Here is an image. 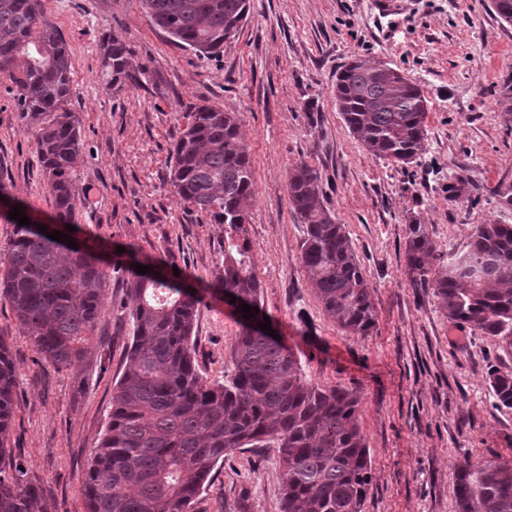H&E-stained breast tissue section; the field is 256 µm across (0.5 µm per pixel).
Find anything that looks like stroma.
I'll use <instances>...</instances> for the list:
<instances>
[{"instance_id":"35a3bbf8","label":"stroma","mask_w":512,"mask_h":512,"mask_svg":"<svg viewBox=\"0 0 512 512\" xmlns=\"http://www.w3.org/2000/svg\"><path fill=\"white\" fill-rule=\"evenodd\" d=\"M249 0L220 54L172 43L141 0H41L67 41L83 143L77 185L85 201L77 238L105 253L133 245L172 258L206 287L224 262L223 225L185 205L170 182L173 135L189 106L236 113L256 199L241 239L261 284L260 306L299 359L304 376L360 397L359 423L373 484L364 512H456L453 474L464 461L512 460V409L495 405L487 369L512 373V351L453 325L432 289L408 275V226L426 224L438 252L465 250L478 224H512V116L500 105L512 80V26L492 0ZM132 49L146 80L108 84L101 41ZM402 69L429 100L426 151L401 166L370 154L336 106V73L354 57ZM0 78V181L40 222L55 210L35 130ZM319 171L324 204L344 224L371 285L376 325L366 336L328 317L301 261L304 226L288 200V175ZM464 177L468 190L448 198ZM121 278L109 277L88 357L58 368L41 357L0 295V340L16 369L7 448L23 456L48 512H86L81 475L102 438L112 386L132 334ZM240 327L222 294L205 295L194 334L200 368L233 367ZM283 471L273 448H247L215 467L193 512H280Z\"/></svg>"}]
</instances>
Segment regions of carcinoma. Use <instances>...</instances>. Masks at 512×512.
<instances>
[{"label": "carcinoma", "instance_id": "1", "mask_svg": "<svg viewBox=\"0 0 512 512\" xmlns=\"http://www.w3.org/2000/svg\"><path fill=\"white\" fill-rule=\"evenodd\" d=\"M144 13L181 48L208 58L239 29L248 0H142ZM109 81L132 80L130 47L116 35L101 42ZM356 57L336 73V105L345 124L374 156L409 164L426 149L428 100L403 70L377 71ZM0 76L17 88L16 106L36 128V148L56 209L49 231L68 233L82 204L76 168L80 122L68 44L45 20L40 0H0ZM319 172L305 162L288 176V198L306 230L301 259L327 316L345 332L367 336L376 325L370 284L345 230L320 195ZM170 180L182 201L232 231L214 288L258 306L259 282L244 232L255 201L247 144L235 114L191 108L177 128ZM15 225L4 253L0 293L36 351L57 367L88 353L100 318L109 269L97 241L73 250L39 230ZM407 268L433 289L448 321L512 349V224H478L467 250L445 258L417 221L408 225ZM148 266L139 274L135 264ZM440 269H435V265ZM174 262L129 247L112 269L124 275L133 305L132 342L112 388L110 420L81 483L86 512H192L212 470L242 448H275L284 468L281 512H363L373 474L359 425L360 400L344 386L306 380L295 353L241 319L233 369L210 380L200 368L194 325L201 297L191 274ZM497 405L512 409V374L488 370ZM15 365L0 341V454L9 440ZM21 461L0 466V512H46L41 487ZM457 512H512V461L493 457L460 464L452 482Z\"/></svg>", "mask_w": 512, "mask_h": 512}]
</instances>
